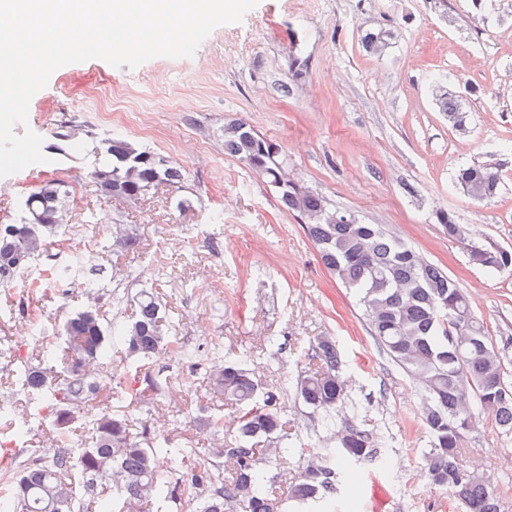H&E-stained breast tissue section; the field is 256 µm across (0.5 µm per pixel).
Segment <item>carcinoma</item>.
<instances>
[{
  "mask_svg": "<svg viewBox=\"0 0 512 512\" xmlns=\"http://www.w3.org/2000/svg\"><path fill=\"white\" fill-rule=\"evenodd\" d=\"M390 33H369L368 51L382 55ZM439 110L454 126L463 124L458 99L442 87L435 89ZM70 141L84 137L97 142L91 171L108 176L102 186H90L105 197L120 194L130 203L147 198L158 186L175 187L182 172L134 143L118 136H97L68 125L55 133ZM224 152L248 165L276 190L284 206L306 220V232L324 266L355 296L371 336L416 383L424 395L423 424L431 448L423 456L428 480L448 490L465 512H499L496 495L483 476L459 463L461 440L474 422L475 407L497 416L512 429V387L505 383L500 357L493 350L486 326L471 310L464 292L436 266L424 261L380 224H338L326 199L296 183L278 160L280 149L244 123L224 128ZM457 183L471 199L493 197L501 182L498 167L482 162L459 169ZM40 219L22 217L0 224V283L32 271L71 225V190L60 179L39 182L25 198ZM113 246L127 251L137 245L131 224H107ZM470 259L500 272L512 270V251L472 248ZM87 302L64 319L61 336L63 378L53 366H23L15 390L0 395V406H13L11 396L23 395L39 404L44 416L61 428L50 452H34L31 460L11 470L8 449L0 461L10 476L9 512H151L170 501L189 512H277L278 505L262 485V469L287 453L275 442L282 428L275 405L277 394L262 390L244 362L216 364L207 377L209 393L239 410L236 430L224 443L219 415L200 419L196 427L217 440L214 448L173 442L148 422L134 428L125 414L107 400L89 409L100 396L103 372L119 342L140 358L163 350L180 354L166 306L158 295L142 289L131 319L105 325L99 314L102 294L87 284ZM310 359L318 369L303 376L297 391L303 403L329 418L345 401L336 373V340L323 336L311 345ZM123 396L134 402L158 393L160 383L147 374H127L119 382ZM270 444L259 448L258 443ZM376 454L370 435L354 424L336 432L334 446L321 460L307 463L288 489V498L309 504L333 491L336 461L361 460ZM231 474L224 479V466Z\"/></svg>",
  "mask_w": 512,
  "mask_h": 512,
  "instance_id": "carcinoma-1",
  "label": "carcinoma"
}]
</instances>
